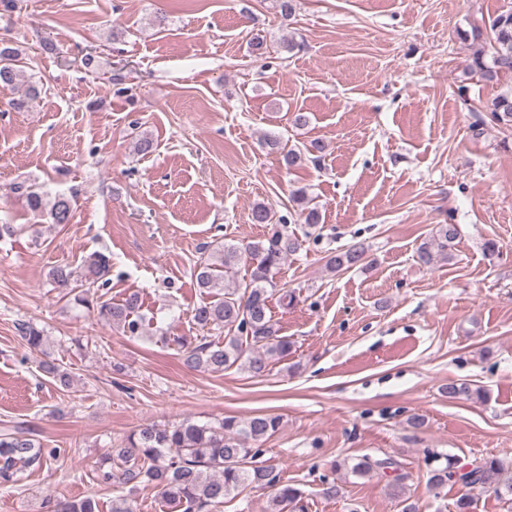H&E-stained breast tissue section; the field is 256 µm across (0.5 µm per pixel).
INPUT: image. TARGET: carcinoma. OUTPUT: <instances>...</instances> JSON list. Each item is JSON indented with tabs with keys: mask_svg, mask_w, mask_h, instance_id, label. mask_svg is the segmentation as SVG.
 <instances>
[{
	"mask_svg": "<svg viewBox=\"0 0 512 512\" xmlns=\"http://www.w3.org/2000/svg\"><path fill=\"white\" fill-rule=\"evenodd\" d=\"M472 38L481 48L473 57L470 71L485 81L512 78V9L498 14L489 30L479 26L472 29ZM27 85L24 96L11 100L17 110L27 108L40 97V90L27 75L19 50L9 41L0 39V88L14 90ZM494 121L512 124V83L486 105ZM324 145L312 141L304 149L290 148L284 153L288 168H300L307 163H320ZM12 192L22 198L27 209L48 223L61 226L71 222L72 198L58 194L48 204L41 186L27 181L17 183ZM293 202L301 206L300 218L305 224L320 223L317 209L308 208L306 191L292 192ZM255 224L267 225V233L259 240L227 244L217 241L208 246L196 262L194 278L197 288L211 296L191 311L192 321L202 329L224 330V341L204 339L192 346L181 344L183 364L193 370L222 372L237 366L254 377L265 375L274 361L292 353L293 343L278 334L269 307L271 296L279 295L281 306L288 308L297 301L296 289L277 287L275 276L288 257L301 249L299 238L284 226L272 223L267 208L256 205L252 210ZM458 231L453 224H441L435 234L417 248L418 262L430 267L439 260L451 258L450 250ZM367 250L353 245L329 255L327 267L332 272L363 266ZM248 268V277L238 278L239 266ZM111 260L97 252L86 261L83 270L75 273L58 266L48 273L49 282L56 288L74 294V300L98 318L122 331L123 335L138 338L143 335L145 316L140 312L138 296L133 294L122 303L98 302L90 297L91 289L108 285ZM20 337L31 351L42 350L44 330L31 322L18 324ZM39 370L62 384L69 382L68 374L52 360H43ZM451 400H473L482 391L467 382H451L445 387ZM280 419L258 414L245 420L228 417L215 427L183 419L166 425H146L133 430L125 444L112 449L109 470L101 473L102 480L117 487L137 486L147 482L169 505L170 512H210L233 498L247 486L268 488L272 496L267 512H305L303 492L282 481L280 471L272 466L258 465L255 458L261 453L256 444L277 431ZM61 456V449L51 448L32 432L18 426L0 431V488L6 490L21 485L31 472L50 466ZM359 478L395 473L394 490L400 499L401 512H418L415 503L403 495L405 475L398 473L399 464L390 457L362 456L352 463H343ZM508 464L499 457L487 456L465 464L450 462L434 472L431 483L442 487L458 483L465 487L490 490L497 499L512 501V475ZM46 512H97L92 498L69 501L46 498Z\"/></svg>",
	"mask_w": 512,
	"mask_h": 512,
	"instance_id": "1",
	"label": "carcinoma"
}]
</instances>
